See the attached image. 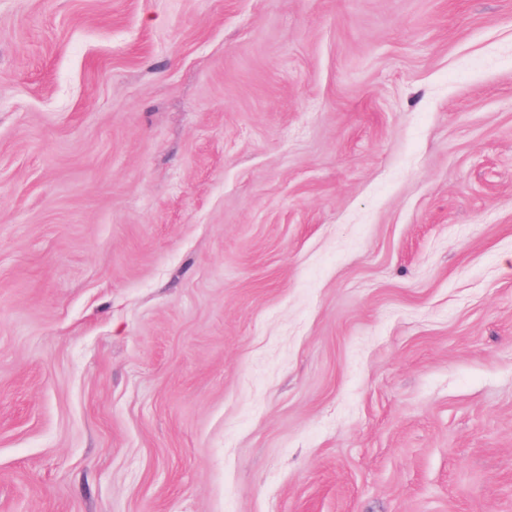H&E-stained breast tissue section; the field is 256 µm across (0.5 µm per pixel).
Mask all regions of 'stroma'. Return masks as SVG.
Returning <instances> with one entry per match:
<instances>
[{
    "label": "stroma",
    "instance_id": "obj_1",
    "mask_svg": "<svg viewBox=\"0 0 512 512\" xmlns=\"http://www.w3.org/2000/svg\"><path fill=\"white\" fill-rule=\"evenodd\" d=\"M0 512H512V0H0Z\"/></svg>",
    "mask_w": 512,
    "mask_h": 512
}]
</instances>
